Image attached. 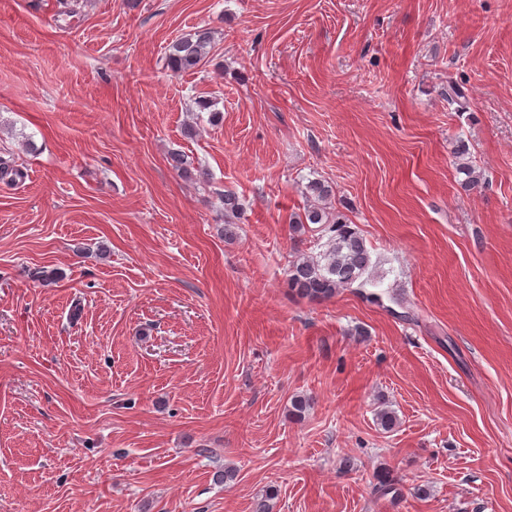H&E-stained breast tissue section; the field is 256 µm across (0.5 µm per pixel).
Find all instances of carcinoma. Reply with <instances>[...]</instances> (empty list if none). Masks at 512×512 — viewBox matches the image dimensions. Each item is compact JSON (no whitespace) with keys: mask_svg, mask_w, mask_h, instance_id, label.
<instances>
[{"mask_svg":"<svg viewBox=\"0 0 512 512\" xmlns=\"http://www.w3.org/2000/svg\"><path fill=\"white\" fill-rule=\"evenodd\" d=\"M211 32L198 28L176 39L169 46L166 57L171 72L178 75L199 68L208 53ZM457 174L461 188L472 190L485 183L483 171L465 159L468 146L457 143ZM170 166L182 177L203 180L207 173L190 166L185 156L174 152L169 157ZM333 196L330 185L319 179L308 182L306 198L309 201L303 214L295 217L292 230L304 234L317 226L325 238L323 250L316 254H301L292 260L286 271L285 284L292 294L311 301L324 300L346 288H363L368 282L371 254L363 236L339 214L329 211L328 200Z\"/></svg>","mask_w":512,"mask_h":512,"instance_id":"1","label":"carcinoma"}]
</instances>
